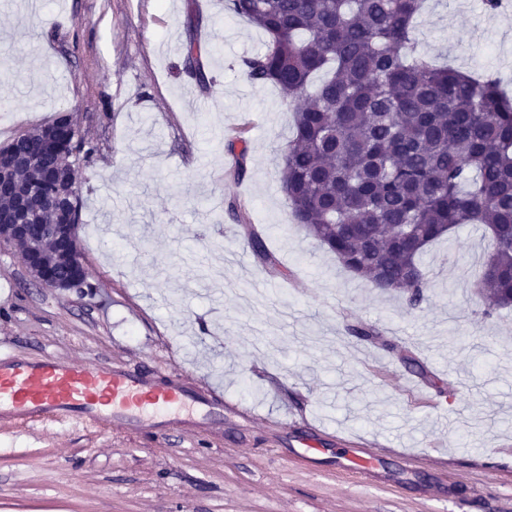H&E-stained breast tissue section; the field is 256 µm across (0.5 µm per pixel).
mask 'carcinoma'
Listing matches in <instances>:
<instances>
[{"label":"carcinoma","instance_id":"1","mask_svg":"<svg viewBox=\"0 0 512 512\" xmlns=\"http://www.w3.org/2000/svg\"><path fill=\"white\" fill-rule=\"evenodd\" d=\"M423 0H225V9L262 30L263 51L243 60L256 85L272 84L293 104L282 155L281 188L294 220L348 274L420 305L431 284L421 258L435 241L475 225L491 251L473 282L495 309L512 308V97L486 73L439 67L416 53L414 21ZM189 73L206 82L205 49L187 2ZM326 78L309 91L313 76ZM62 113L41 130L55 149L89 161L96 146L73 140ZM233 177L246 176L247 148L227 146ZM0 150L52 152L22 136ZM227 210L254 259L279 262L235 200Z\"/></svg>","mask_w":512,"mask_h":512}]
</instances>
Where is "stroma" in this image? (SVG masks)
Masks as SVG:
<instances>
[{
	"mask_svg": "<svg viewBox=\"0 0 512 512\" xmlns=\"http://www.w3.org/2000/svg\"><path fill=\"white\" fill-rule=\"evenodd\" d=\"M196 8L204 86L185 69L186 0H0V145L68 112L96 147L76 170L91 286L39 287L0 247V350L177 370L239 411L201 434L0 423V512H512V309L471 292L480 231L428 248L417 307L346 274L281 191L292 107L243 71L265 34L224 0ZM415 38L512 89V16L483 0H426ZM231 199L280 273L255 262ZM312 423L339 438L313 466L293 453ZM349 446L376 478L337 470Z\"/></svg>",
	"mask_w": 512,
	"mask_h": 512,
	"instance_id": "stroma-1",
	"label": "stroma"
}]
</instances>
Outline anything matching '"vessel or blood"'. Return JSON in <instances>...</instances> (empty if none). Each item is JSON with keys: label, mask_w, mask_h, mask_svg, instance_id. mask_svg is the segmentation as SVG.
<instances>
[{"label": "vessel or blood", "mask_w": 512, "mask_h": 512, "mask_svg": "<svg viewBox=\"0 0 512 512\" xmlns=\"http://www.w3.org/2000/svg\"><path fill=\"white\" fill-rule=\"evenodd\" d=\"M221 396H202L174 374L156 381L120 365L92 367L0 352V421L90 426L119 423L137 431L207 429L236 412Z\"/></svg>", "instance_id": "vessel-or-blood-1"}]
</instances>
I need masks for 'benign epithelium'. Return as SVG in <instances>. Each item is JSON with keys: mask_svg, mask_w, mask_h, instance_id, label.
<instances>
[{"mask_svg": "<svg viewBox=\"0 0 512 512\" xmlns=\"http://www.w3.org/2000/svg\"><path fill=\"white\" fill-rule=\"evenodd\" d=\"M32 164L33 160L27 155L6 152L0 156V196L6 194L14 199L11 209L0 210V246L7 238L14 242L31 241L41 227L38 217L47 210H60L68 219L74 217V197L68 189L72 165L60 162L47 172V177L56 185L57 193L34 202L19 192V183L15 179L16 171ZM50 230L54 236L67 240L65 249L51 255L39 253L35 259L25 261L23 265L32 282L53 292L68 293L73 290V282L55 275L53 270L57 264L66 263L88 274L78 249L77 228L72 224H52Z\"/></svg>", "mask_w": 512, "mask_h": 512, "instance_id": "benign-epithelium-1", "label": "benign epithelium"}]
</instances>
